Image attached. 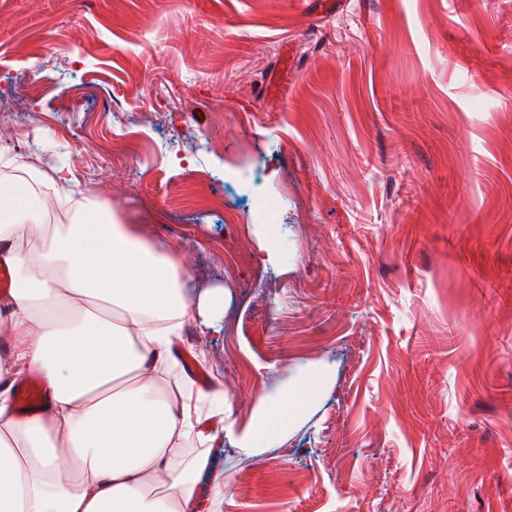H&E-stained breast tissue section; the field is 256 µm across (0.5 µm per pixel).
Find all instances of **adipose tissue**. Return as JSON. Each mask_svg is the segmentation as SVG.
<instances>
[{"label": "adipose tissue", "mask_w": 512, "mask_h": 512, "mask_svg": "<svg viewBox=\"0 0 512 512\" xmlns=\"http://www.w3.org/2000/svg\"><path fill=\"white\" fill-rule=\"evenodd\" d=\"M27 181L0 185V512H216L196 491L204 457L184 440L227 438L251 457L278 441L313 407L330 375L300 367L294 384L262 397L247 424L224 392L171 397L159 368L184 325L202 318L220 332L224 294L192 300L177 245L158 246L140 224L123 223L95 195L75 203L70 224L48 223L72 201L69 167L14 162ZM38 377L44 405L20 411L17 377ZM217 423L198 430V406Z\"/></svg>", "instance_id": "obj_1"}]
</instances>
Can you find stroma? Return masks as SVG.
Returning a JSON list of instances; mask_svg holds the SVG:
<instances>
[{
  "instance_id": "35a3bbf8",
  "label": "stroma",
  "mask_w": 512,
  "mask_h": 512,
  "mask_svg": "<svg viewBox=\"0 0 512 512\" xmlns=\"http://www.w3.org/2000/svg\"><path fill=\"white\" fill-rule=\"evenodd\" d=\"M0 101V151L72 145L74 192L223 289L171 396L245 422L333 368L272 447L210 448L219 512H512V0H0Z\"/></svg>"
}]
</instances>
